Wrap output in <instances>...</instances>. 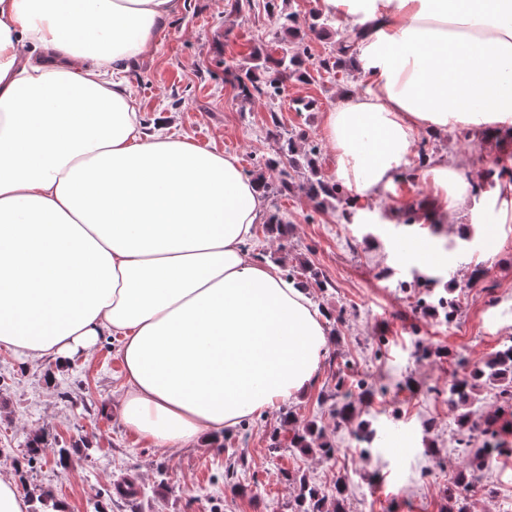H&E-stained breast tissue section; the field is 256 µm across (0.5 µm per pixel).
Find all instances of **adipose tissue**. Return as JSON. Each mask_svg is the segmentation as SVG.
<instances>
[{
	"mask_svg": "<svg viewBox=\"0 0 512 512\" xmlns=\"http://www.w3.org/2000/svg\"><path fill=\"white\" fill-rule=\"evenodd\" d=\"M183 0H0V345L90 356L119 337L120 422L219 443L305 393L328 348L305 289L254 254L267 202L235 156L144 125L108 70L151 54ZM357 32L364 93L322 117L358 215L421 133L512 128V0H320ZM427 219L473 183L432 159Z\"/></svg>",
	"mask_w": 512,
	"mask_h": 512,
	"instance_id": "adipose-tissue-1",
	"label": "adipose tissue"
}]
</instances>
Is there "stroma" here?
<instances>
[{
	"label": "stroma",
	"instance_id": "35a3bbf8",
	"mask_svg": "<svg viewBox=\"0 0 512 512\" xmlns=\"http://www.w3.org/2000/svg\"><path fill=\"white\" fill-rule=\"evenodd\" d=\"M233 3L183 0L152 56L128 62L120 76L131 84L142 120L164 122L176 135L235 155L248 177L261 172L270 181L277 171L260 170L258 162L276 154L268 134L276 124L317 143L318 174L334 180L336 157L321 135L322 114L342 91L361 92L363 78L351 67L331 75L314 70L307 81H291L275 101L243 99L227 69L243 64L252 48L274 57L279 50L266 0L241 10ZM278 7L297 15L313 57L329 53L342 35L337 25L327 33L308 30L317 0H278ZM298 97L314 100V107L296 111ZM425 140L429 157L448 156L477 181L486 172L484 154L512 152L507 143L465 138L460 128ZM431 195L429 183L397 182L372 203L370 224L346 220L342 198L317 208L300 186L285 197L268 196V212L284 215L291 228L281 236L255 225L257 255L281 271L296 270L306 282L311 303L325 316L328 351L304 395L225 433L221 448H157L122 425L123 368L113 337L101 336L91 357L63 367L0 348V473L13 475L30 512H42L37 494L43 488L70 512H292L302 475L330 501L344 484L348 512H448L464 465L448 429L455 417L448 381L457 361L483 363L512 340V204L491 191L471 199L475 215L451 214L442 230L406 223L405 210L421 211ZM423 238L444 258L430 268L437 292L451 286L469 293L450 325L417 309L403 288L418 267L405 245ZM478 267L484 280L469 288ZM316 276L328 281L327 289L313 284ZM341 375L379 389L369 400L351 395L359 419L376 432L369 449L352 443L354 423L332 412ZM310 422L323 428L335 459L289 446L294 428ZM36 437L43 451L32 458L27 448ZM62 448L69 451L64 461ZM124 476L137 485L135 498L116 494ZM510 500L512 456L496 458L461 496L465 512H500Z\"/></svg>",
	"mask_w": 512,
	"mask_h": 512
}]
</instances>
